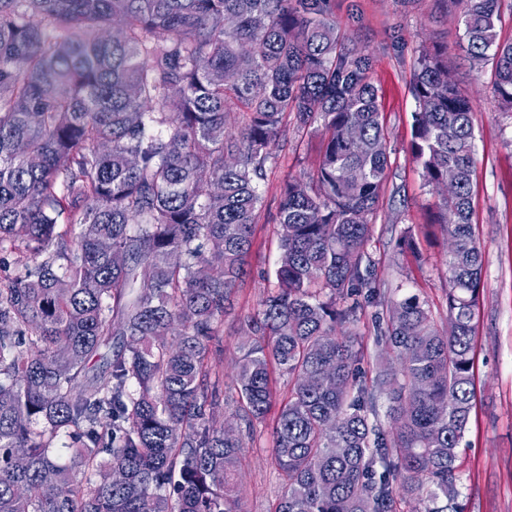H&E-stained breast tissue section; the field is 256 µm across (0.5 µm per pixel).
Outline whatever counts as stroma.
<instances>
[{"label":"stroma","mask_w":512,"mask_h":512,"mask_svg":"<svg viewBox=\"0 0 512 512\" xmlns=\"http://www.w3.org/2000/svg\"><path fill=\"white\" fill-rule=\"evenodd\" d=\"M331 14L373 57L386 132L389 180L401 186L404 204L383 199L372 218L368 251L387 299L419 295L438 324L447 322V242L438 204L412 160L409 143L415 103L409 88L426 49H448V71L475 112L478 161L473 177V220L484 252L483 283L475 330L476 396L459 459L458 495L463 512H512V117L499 112L491 66L473 67L458 47L455 11L448 0H331ZM316 127L288 130L260 184L262 207L249 258L251 273L235 288L220 338L224 395H235L233 376L242 355V324L270 291L265 275L279 259L275 221L286 177L308 180L319 158ZM410 236L413 248L399 244ZM244 512H274L286 484L269 433L243 441L237 470Z\"/></svg>","instance_id":"35a3bbf8"}]
</instances>
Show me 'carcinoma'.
<instances>
[{
  "label": "carcinoma",
  "mask_w": 512,
  "mask_h": 512,
  "mask_svg": "<svg viewBox=\"0 0 512 512\" xmlns=\"http://www.w3.org/2000/svg\"><path fill=\"white\" fill-rule=\"evenodd\" d=\"M330 2L0 0V246L16 269L0 277V512H243L242 436L267 426L286 477L276 512H396L398 494L448 512L484 267L474 112L448 48L422 53L409 151L432 189L457 175L440 211L444 327L418 295L376 287L386 134L372 59ZM448 2L512 115L500 0ZM230 106L248 114L237 130ZM290 112L320 126L322 150L309 181L281 186L274 288L244 320L227 434L213 345ZM369 306L398 314L375 312L399 369L371 382L356 348Z\"/></svg>",
  "instance_id": "carcinoma-1"
}]
</instances>
